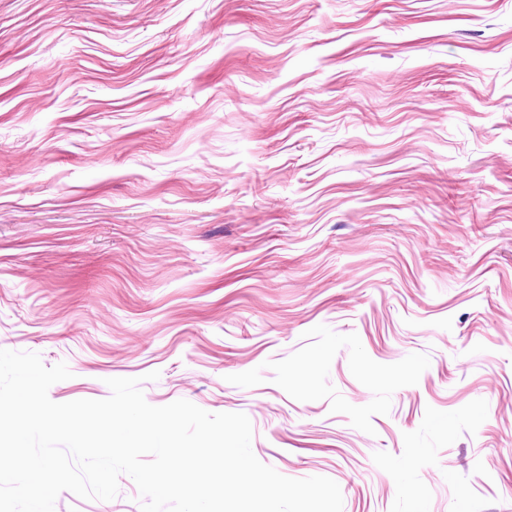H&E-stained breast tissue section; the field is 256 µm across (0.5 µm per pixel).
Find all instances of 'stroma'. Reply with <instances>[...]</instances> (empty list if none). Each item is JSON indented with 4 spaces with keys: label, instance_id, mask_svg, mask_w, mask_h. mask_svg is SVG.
Listing matches in <instances>:
<instances>
[{
    "label": "stroma",
    "instance_id": "35a3bbf8",
    "mask_svg": "<svg viewBox=\"0 0 512 512\" xmlns=\"http://www.w3.org/2000/svg\"><path fill=\"white\" fill-rule=\"evenodd\" d=\"M0 349L343 512H512V0H0Z\"/></svg>",
    "mask_w": 512,
    "mask_h": 512
}]
</instances>
